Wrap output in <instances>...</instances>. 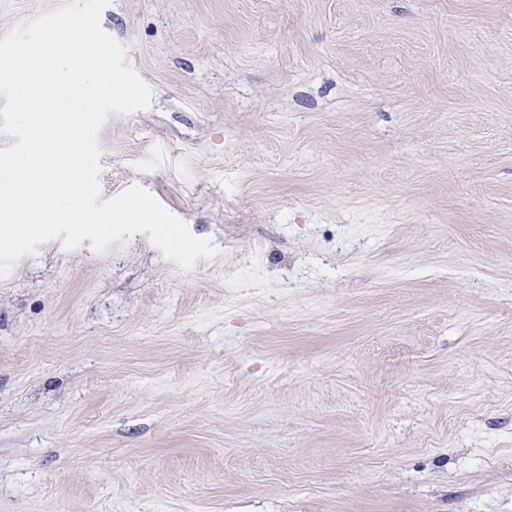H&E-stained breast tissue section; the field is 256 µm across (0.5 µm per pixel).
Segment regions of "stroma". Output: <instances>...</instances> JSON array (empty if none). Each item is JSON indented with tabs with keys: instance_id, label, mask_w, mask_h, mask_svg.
I'll return each instance as SVG.
<instances>
[{
	"instance_id": "stroma-1",
	"label": "stroma",
	"mask_w": 512,
	"mask_h": 512,
	"mask_svg": "<svg viewBox=\"0 0 512 512\" xmlns=\"http://www.w3.org/2000/svg\"><path fill=\"white\" fill-rule=\"evenodd\" d=\"M68 0H0V37ZM99 131L218 253L0 276V512H512V0H112Z\"/></svg>"
}]
</instances>
